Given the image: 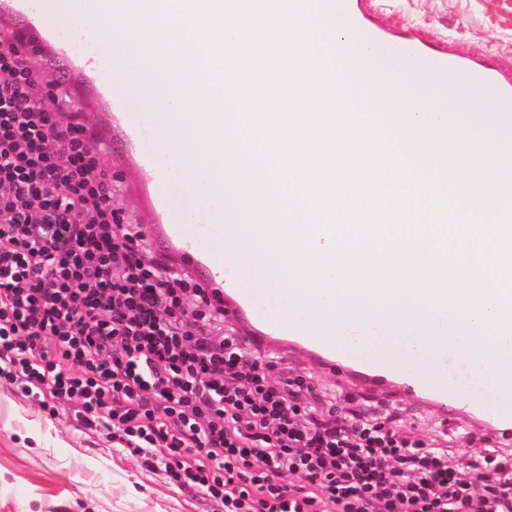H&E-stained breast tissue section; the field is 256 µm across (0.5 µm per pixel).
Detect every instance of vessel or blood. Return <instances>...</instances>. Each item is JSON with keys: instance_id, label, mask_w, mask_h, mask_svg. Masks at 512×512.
<instances>
[{"instance_id": "obj_1", "label": "vessel or blood", "mask_w": 512, "mask_h": 512, "mask_svg": "<svg viewBox=\"0 0 512 512\" xmlns=\"http://www.w3.org/2000/svg\"><path fill=\"white\" fill-rule=\"evenodd\" d=\"M113 2L123 12L142 17L154 16L165 7V0ZM103 4L104 0H76L74 21L63 28L46 23L42 0H0V19L11 22L10 27L0 30V44L16 45L21 53L60 70L69 102L94 106L106 116L108 124L101 143L106 151L120 152L135 176L134 185L147 215L142 225L145 247L177 254L189 275L203 287L217 291L224 302L225 318L249 321L248 332L258 341L287 339L289 348L305 352L331 374L355 376L367 390H388L430 407L442 425L454 426L460 416L468 414L495 439L512 442V413L485 410L468 366L455 358V337L446 328L448 310L440 312L441 327L430 356L411 350L393 365L372 358L353 361L342 338L289 315V303L299 299L294 289H277L276 303H268L244 286L252 268L225 263L215 242L244 235L245 225L225 223L219 206L204 215L193 214L188 224L171 218L169 203L175 188L195 195L203 188L215 187L216 182L211 178L202 185L192 182V167L179 166L183 152L179 133H172L168 155L159 159L148 134L153 127L170 125L169 114L147 106V84L117 90L115 84L124 79L125 72L116 67L114 57L82 45L83 24L100 18ZM300 16L311 28L324 33L322 47L332 58L336 86L356 108L406 88L418 75L426 78L444 100L461 91L487 93L501 116L495 133L503 147L491 159L499 196L497 211L512 212V71H503L484 58L462 55L445 43L433 47L384 29L376 20V0H303ZM337 21L342 32L335 35L331 28ZM380 42L389 44V52L372 55L370 46ZM152 55L156 71H178L184 87L201 105L193 127L223 132L225 123L235 118L236 108L229 95L215 91L207 76V61L198 50L175 30L154 45ZM378 303V297L354 288L347 289L342 300L343 307L360 317ZM497 327L507 333L508 344L476 347L472 358L477 361L492 355L497 373L512 376V310L499 313Z\"/></svg>"}]
</instances>
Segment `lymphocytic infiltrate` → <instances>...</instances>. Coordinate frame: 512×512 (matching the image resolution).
I'll use <instances>...</instances> for the list:
<instances>
[{"mask_svg": "<svg viewBox=\"0 0 512 512\" xmlns=\"http://www.w3.org/2000/svg\"><path fill=\"white\" fill-rule=\"evenodd\" d=\"M0 49V378L216 512H512V448L450 451L275 369L142 245L66 90Z\"/></svg>", "mask_w": 512, "mask_h": 512, "instance_id": "1", "label": "lymphocytic infiltrate"}]
</instances>
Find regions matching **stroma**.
Listing matches in <instances>:
<instances>
[{
	"instance_id": "35a3bbf8",
	"label": "stroma",
	"mask_w": 512,
	"mask_h": 512,
	"mask_svg": "<svg viewBox=\"0 0 512 512\" xmlns=\"http://www.w3.org/2000/svg\"><path fill=\"white\" fill-rule=\"evenodd\" d=\"M382 24L427 43L449 42L512 69V0H385ZM276 362L324 392L352 395L355 408L387 410L420 437L441 433L432 412L408 400L359 392L300 353ZM201 497L172 486L118 448L106 431L83 428L72 408L47 416L0 379V512H203Z\"/></svg>"
}]
</instances>
